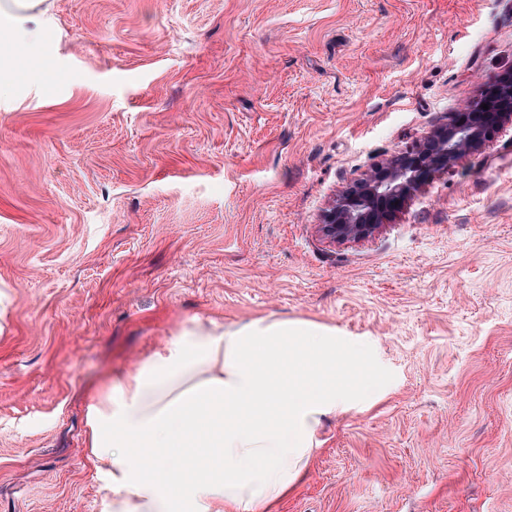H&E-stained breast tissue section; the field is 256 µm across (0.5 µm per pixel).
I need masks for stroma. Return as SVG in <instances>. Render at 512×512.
<instances>
[{
	"label": "stroma",
	"mask_w": 512,
	"mask_h": 512,
	"mask_svg": "<svg viewBox=\"0 0 512 512\" xmlns=\"http://www.w3.org/2000/svg\"><path fill=\"white\" fill-rule=\"evenodd\" d=\"M0 96V512H106L89 399L194 319L374 348L276 512H512V128L372 238L334 197L512 70V0H46Z\"/></svg>",
	"instance_id": "obj_1"
}]
</instances>
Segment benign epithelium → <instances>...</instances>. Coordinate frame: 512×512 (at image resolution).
I'll return each instance as SVG.
<instances>
[{
  "instance_id": "obj_1",
  "label": "benign epithelium",
  "mask_w": 512,
  "mask_h": 512,
  "mask_svg": "<svg viewBox=\"0 0 512 512\" xmlns=\"http://www.w3.org/2000/svg\"><path fill=\"white\" fill-rule=\"evenodd\" d=\"M485 104L489 109H483ZM507 125L512 126V71L479 97L460 104L415 146L355 179L326 210L323 236L333 243L368 238L401 211L430 176L479 150Z\"/></svg>"
}]
</instances>
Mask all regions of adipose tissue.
<instances>
[{
    "instance_id": "ef3b65f1",
    "label": "adipose tissue",
    "mask_w": 512,
    "mask_h": 512,
    "mask_svg": "<svg viewBox=\"0 0 512 512\" xmlns=\"http://www.w3.org/2000/svg\"><path fill=\"white\" fill-rule=\"evenodd\" d=\"M44 24L32 0H0V54L23 45L37 63ZM376 378L371 351L329 326L194 321L88 405L108 512H272L302 479L323 418L367 402Z\"/></svg>"
}]
</instances>
